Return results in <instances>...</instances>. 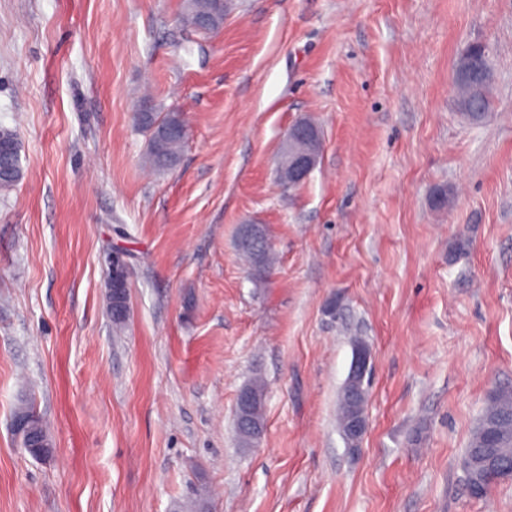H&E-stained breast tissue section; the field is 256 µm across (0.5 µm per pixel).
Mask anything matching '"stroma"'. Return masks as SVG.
I'll list each match as a JSON object with an SVG mask.
<instances>
[{
  "label": "stroma",
  "mask_w": 512,
  "mask_h": 512,
  "mask_svg": "<svg viewBox=\"0 0 512 512\" xmlns=\"http://www.w3.org/2000/svg\"><path fill=\"white\" fill-rule=\"evenodd\" d=\"M0 0V126L23 177L0 191V512H512L461 465L512 389V0ZM486 50L489 110L453 74ZM188 126L152 171L143 96ZM320 130L299 186L288 129ZM263 225L276 261L240 258ZM127 263L114 332L109 261ZM367 432L336 415L357 342ZM266 385L259 447L235 405ZM48 423L49 457L12 431ZM191 14L183 18L182 22L185 26L198 28L206 24L207 17L211 16L209 24L204 30L199 31L200 34H208L218 29L224 23L225 3H219L213 0H186L183 13ZM199 12L205 15H194L192 13ZM484 53L485 50L481 46H474L469 49L461 58L460 64L463 69L461 72L467 73L472 70H477L480 67L482 57L484 58ZM484 65L485 68H487L488 78L482 85L469 78L466 79L459 71L458 66L457 69H455L453 82L456 91V103L461 111L468 112L466 106H468L472 98L480 93L484 96L485 112L489 109L490 99L488 96V87L490 83V68L486 57L484 58ZM30 415L33 417L34 421L40 426V429L44 431L48 437V446L49 448H39L41 445L40 438H36L32 431L29 429L30 427V419L26 413L17 412L15 416V430L16 432L23 438L24 449L33 457L36 458H46L51 452V443L49 439V435L41 418L36 414L34 409L31 406H26Z\"/></svg>",
  "instance_id": "35a3bbf8"
}]
</instances>
